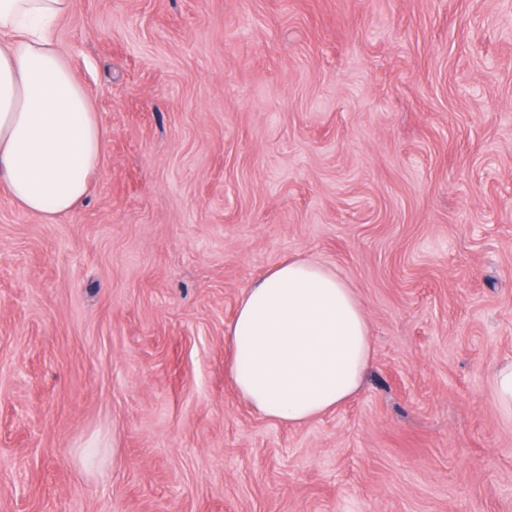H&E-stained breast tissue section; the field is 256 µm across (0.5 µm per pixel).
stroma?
I'll return each mask as SVG.
<instances>
[{
	"label": "stroma",
	"instance_id": "stroma-1",
	"mask_svg": "<svg viewBox=\"0 0 512 512\" xmlns=\"http://www.w3.org/2000/svg\"><path fill=\"white\" fill-rule=\"evenodd\" d=\"M83 204L0 188V512H512V0H74ZM298 257L371 368L303 425L224 375ZM495 403L498 411L512 417V363L501 366L494 377Z\"/></svg>",
	"mask_w": 512,
	"mask_h": 512
}]
</instances>
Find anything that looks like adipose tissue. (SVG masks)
<instances>
[{"label": "adipose tissue", "mask_w": 512, "mask_h": 512, "mask_svg": "<svg viewBox=\"0 0 512 512\" xmlns=\"http://www.w3.org/2000/svg\"><path fill=\"white\" fill-rule=\"evenodd\" d=\"M73 0H0V185L46 222L85 200L104 133L54 23ZM226 337L229 377L263 417L303 424L359 390L372 361L363 306L307 258L283 261L244 293Z\"/></svg>", "instance_id": "ef3b65f1"}]
</instances>
